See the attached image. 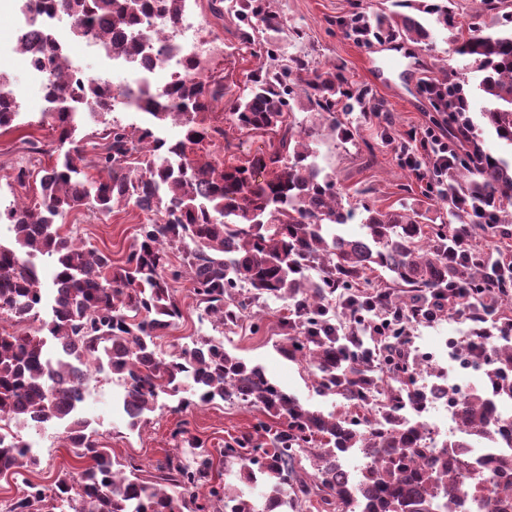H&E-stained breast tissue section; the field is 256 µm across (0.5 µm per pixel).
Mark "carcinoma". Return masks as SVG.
Returning a JSON list of instances; mask_svg holds the SVG:
<instances>
[{"instance_id": "obj_1", "label": "carcinoma", "mask_w": 512, "mask_h": 512, "mask_svg": "<svg viewBox=\"0 0 512 512\" xmlns=\"http://www.w3.org/2000/svg\"><path fill=\"white\" fill-rule=\"evenodd\" d=\"M184 0H63L77 36H112L131 56L139 46L129 33L145 18L176 19ZM452 0H394L417 13H383L369 18L355 10L337 25L348 34L365 30L378 44L400 40L427 43L433 30L458 28ZM484 11L501 12L499 29L468 27L457 53L472 61L485 124L512 148V0H480ZM218 20L236 19L243 49L259 61L247 75L243 93L224 99V84L205 88L179 82L144 98L130 88L115 89L89 80L80 92L64 82V60L51 59L56 80L49 83L48 116L61 152L39 179V201L0 211L11 225L14 245L0 243V315L21 328L0 332V419L44 429L66 423L63 444L85 465L59 475L53 494L38 486L15 498L9 512H44L45 502L60 512H274L281 503L298 512H456L462 504L455 468L463 465V441L427 446V429L402 421L399 409L413 401L415 362L406 344L415 321L448 317L463 300L451 292H480L486 300L468 307L475 324L469 353L483 371L485 385L512 397V341L487 349L485 343L512 332V302L498 289H512V160L486 151L458 124L448 139L459 149L448 183L436 197L448 206L450 224H434L415 204L383 212L363 204L361 234L336 226L354 212L342 206L336 178L317 161L316 146L327 128L344 141L352 132L338 112H381L366 89L353 86L345 70L285 55L288 28L271 0H209ZM121 96L147 117L143 127L108 119ZM223 104V122L245 137L272 140L269 150L237 156L243 143L223 145L228 158L192 155L193 147L224 134L210 114ZM13 89L0 87V130L20 117ZM104 125L106 143L85 163L76 141L83 110ZM308 112L313 121H300ZM185 128L184 138L167 143L154 137L168 119ZM97 170L93 175L89 169ZM116 204L131 205L155 219L139 226L121 261L88 247L63 231L70 212L109 215ZM182 252L183 266L171 261ZM52 267V298L35 262ZM388 275L372 289L370 275ZM188 276L199 301V317L235 326L243 312L263 297L287 304L282 321L288 335L280 355L306 364L313 388L335 400V410L318 414L258 378L224 347L200 337L169 357L157 341L182 317L171 280ZM49 319L33 328L40 310ZM103 365L113 381L130 385L122 409L134 429L164 396L179 397L176 410L188 412L216 399L258 406L276 420H262L253 432L232 439L213 453L180 427L172 439L192 448L168 453L154 473L143 475L133 459L120 463L109 448L65 404L54 388L58 379L83 373L85 360ZM380 393L388 414L369 420V399ZM465 432L489 441L498 431L490 401L477 389L460 396ZM21 437L0 436V475L19 473L37 460L17 455ZM361 450L356 485L340 473L344 453ZM224 482H213L216 464ZM209 487L207 502L197 491ZM493 508L512 507V478H487Z\"/></svg>"}]
</instances>
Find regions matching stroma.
Returning a JSON list of instances; mask_svg holds the SVG:
<instances>
[{
	"instance_id": "stroma-1",
	"label": "stroma",
	"mask_w": 512,
	"mask_h": 512,
	"mask_svg": "<svg viewBox=\"0 0 512 512\" xmlns=\"http://www.w3.org/2000/svg\"><path fill=\"white\" fill-rule=\"evenodd\" d=\"M357 6L369 12H388L392 9V0H274L273 3L287 25L301 33L299 39L287 45V52L301 53L323 64L345 66L355 86L368 89L383 103L382 113L354 112L347 116V123L357 131L354 143L344 144L338 137L327 134L320 152L323 166L336 176L345 208L357 211L366 202L385 210L405 201L424 199L431 157L426 151H418L420 170L406 168L399 137L410 133L420 139L429 129L447 132V113L434 109L421 86L443 76L445 69L465 66L467 60L457 54L454 37L444 30L437 32L429 45L409 41L382 45L354 41L336 22ZM211 29L223 36L225 54L213 62L209 78L224 83L229 96H237L243 91L247 73L255 69L257 63L249 53L237 50L233 17L212 24ZM0 65L12 76L24 114L18 127L0 133V206L5 207L21 194L27 202L37 201L38 183H29L23 189L13 185L12 176L21 166L34 174L50 166L57 156L58 134L42 119L46 102L27 86L24 57L16 54ZM33 140L40 143V150L30 149L29 143ZM148 221V215L140 210L118 205L107 216L85 210L71 212L64 224L88 245L111 253L113 260L119 261L128 253L139 225ZM173 287L183 317L162 339V351L187 344L196 336L223 339L225 350L248 364L262 366L275 383L304 406L319 410L331 408V399L312 390L305 367L285 360L274 347L275 340L282 335L279 323L282 301L270 298L258 305L256 320L261 323L260 329L252 327L256 320L246 319L228 330L199 320L188 279L174 282ZM117 397L112 383H98L97 404L80 409L79 415L111 448L113 458L121 462L136 459L147 471L152 470L158 459L173 451L170 434L178 424H185L189 437L199 438L207 448L215 449L249 431L257 416L255 409L219 399L187 413L179 412L170 400L161 409L147 414L141 426L132 431L115 406ZM57 433L54 427L42 432L30 428L22 430L24 440L41 445L39 464L21 469L17 476L0 477L1 501L13 500L29 483L52 488L60 473L76 466L72 450L61 445Z\"/></svg>"
}]
</instances>
